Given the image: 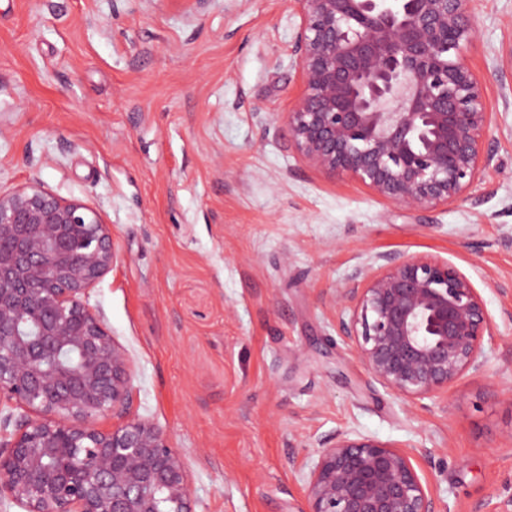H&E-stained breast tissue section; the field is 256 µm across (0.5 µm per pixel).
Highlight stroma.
Wrapping results in <instances>:
<instances>
[{
    "label": "stroma",
    "instance_id": "obj_1",
    "mask_svg": "<svg viewBox=\"0 0 512 512\" xmlns=\"http://www.w3.org/2000/svg\"><path fill=\"white\" fill-rule=\"evenodd\" d=\"M473 18L497 166L415 209L291 147L294 0H0V188L109 224L118 259L89 303L196 512H304L339 433L412 451L439 512L512 502V0ZM376 254L447 260L486 303L487 364L447 401L388 392L338 334L336 290Z\"/></svg>",
    "mask_w": 512,
    "mask_h": 512
}]
</instances>
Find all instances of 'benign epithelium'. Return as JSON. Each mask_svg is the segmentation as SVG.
Returning a JSON list of instances; mask_svg holds the SVG:
<instances>
[{
  "label": "benign epithelium",
  "instance_id": "7a95c632",
  "mask_svg": "<svg viewBox=\"0 0 512 512\" xmlns=\"http://www.w3.org/2000/svg\"><path fill=\"white\" fill-rule=\"evenodd\" d=\"M302 90L287 112L307 165L418 209L465 195L494 168L492 121L463 52L469 0H294ZM116 259L82 201L0 190V503L24 512H195L183 461L128 417L132 363L89 304ZM336 297L339 331L371 378L409 402L487 362L492 317L446 260L374 256ZM127 416L104 430L99 420ZM14 432H7L11 423ZM305 512H438L411 452L336 435L318 451Z\"/></svg>",
  "mask_w": 512,
  "mask_h": 512
}]
</instances>
